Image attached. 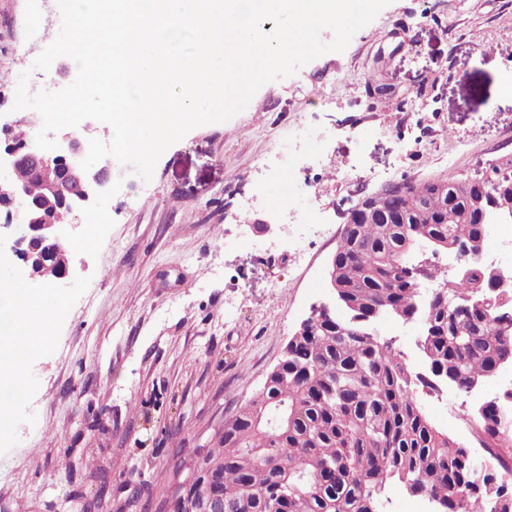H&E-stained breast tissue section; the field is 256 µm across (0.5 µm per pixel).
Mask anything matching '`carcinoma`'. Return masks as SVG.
Returning a JSON list of instances; mask_svg holds the SVG:
<instances>
[{"label": "carcinoma", "instance_id": "cac0c4a2", "mask_svg": "<svg viewBox=\"0 0 512 512\" xmlns=\"http://www.w3.org/2000/svg\"><path fill=\"white\" fill-rule=\"evenodd\" d=\"M412 224H345L336 244V301L328 322L317 312L288 347L282 369L224 419L199 485L176 512L213 494L224 512H385L389 490L430 497L436 512H512V386L470 414L477 447L437 428L418 392L451 386L468 393L512 366V288L496 287L494 266L474 254L447 280L437 256L486 238L483 224L444 221L429 184L409 187L400 204ZM482 290L487 302L469 307ZM419 319L426 371L413 370L376 322Z\"/></svg>", "mask_w": 512, "mask_h": 512}]
</instances>
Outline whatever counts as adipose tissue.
Returning <instances> with one entry per match:
<instances>
[{"label": "adipose tissue", "instance_id": "1", "mask_svg": "<svg viewBox=\"0 0 512 512\" xmlns=\"http://www.w3.org/2000/svg\"><path fill=\"white\" fill-rule=\"evenodd\" d=\"M63 306L61 296L28 293L22 277L0 282V382L11 390H20L26 382L23 363L15 355L16 344L41 347L48 338V309L59 310Z\"/></svg>", "mask_w": 512, "mask_h": 512}]
</instances>
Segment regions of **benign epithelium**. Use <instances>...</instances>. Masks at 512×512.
Returning a JSON list of instances; mask_svg holds the SVG:
<instances>
[{
    "instance_id": "1",
    "label": "benign epithelium",
    "mask_w": 512,
    "mask_h": 512,
    "mask_svg": "<svg viewBox=\"0 0 512 512\" xmlns=\"http://www.w3.org/2000/svg\"><path fill=\"white\" fill-rule=\"evenodd\" d=\"M85 148L84 138L69 134L58 141V147L50 154H27L12 144L0 150V207L7 208L0 223V238L13 237L12 210H17L28 224L30 236L23 238L13 255L31 279L51 278L62 284L68 276V258L59 260L55 252L43 250L47 242L60 245L70 239L68 228L56 222L57 210L66 202L61 194L62 184L74 187L76 198L82 204L103 194L112 185L111 164L87 172L81 168ZM25 167L31 169L43 185V194L35 201L23 195L14 178L15 171ZM431 190L445 198L450 194L460 197L458 213L467 218L469 224L484 223L488 199L504 216H512L511 166L497 172L494 179L487 173L464 183L435 181L431 183ZM404 196V189L390 184L360 199L348 212L346 223L392 224L391 213Z\"/></svg>"
}]
</instances>
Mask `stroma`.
Wrapping results in <instances>:
<instances>
[{"mask_svg":"<svg viewBox=\"0 0 512 512\" xmlns=\"http://www.w3.org/2000/svg\"><path fill=\"white\" fill-rule=\"evenodd\" d=\"M59 17L0 0V125L19 119V76ZM510 81L512 0H392L344 52L190 130L151 181L115 180L102 233L68 255L50 342L25 356L20 408L0 418V512H174L225 418L332 302L327 266L351 207L512 156ZM315 130L326 138L297 152ZM283 177L305 191L281 208ZM287 223L306 238L284 240Z\"/></svg>","mask_w":512,"mask_h":512,"instance_id":"35a3bbf8","label":"stroma"}]
</instances>
